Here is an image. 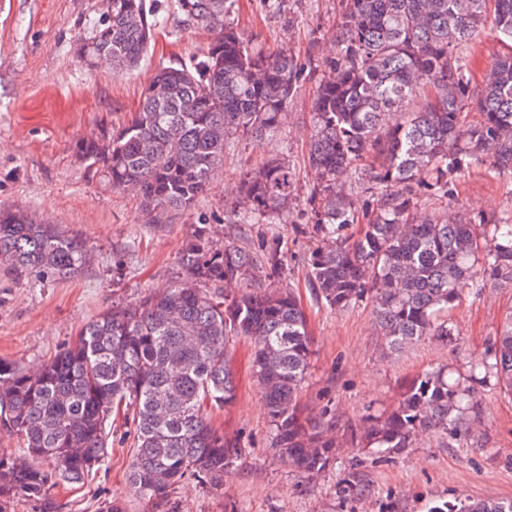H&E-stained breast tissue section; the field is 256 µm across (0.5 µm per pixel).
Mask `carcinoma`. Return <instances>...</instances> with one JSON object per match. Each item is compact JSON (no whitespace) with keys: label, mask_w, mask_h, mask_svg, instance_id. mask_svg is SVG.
I'll list each match as a JSON object with an SVG mask.
<instances>
[{"label":"carcinoma","mask_w":512,"mask_h":512,"mask_svg":"<svg viewBox=\"0 0 512 512\" xmlns=\"http://www.w3.org/2000/svg\"><path fill=\"white\" fill-rule=\"evenodd\" d=\"M110 2L77 55L90 64L106 57L120 73L144 59L161 21L146 0ZM232 2L178 0L189 22L214 33L202 59L156 70L124 127L75 145L113 188L138 191L149 224L194 205L233 139L273 137L288 117L302 67L286 50L249 45L227 20ZM487 28L512 42V0H346L336 56L315 90L309 280L333 310L370 300L390 352L428 336L447 339L441 317L459 304L463 286L512 285V224L423 216L412 188L446 198L472 161L512 177V52L475 90L459 54ZM472 102L481 120L464 126ZM349 173L378 190L376 211L354 240L345 235L359 221ZM296 196L293 165L276 157L243 180L234 210L241 224L273 215L285 223ZM262 248L261 258L234 243L217 249L200 226L180 252L176 285L112 306L35 371L0 358V431L22 445L0 453V510L19 497L44 501L54 479L77 484L103 466L114 415L132 436L130 485L156 507L187 478L219 482L243 448L218 432L207 407L235 400L229 346L238 336L254 344L253 372L279 457L308 477L324 472L339 443L333 424L305 416L299 403L311 355L307 317L291 289L250 290L282 268L279 239ZM86 260L83 243L56 225L0 210V264L15 280L74 276ZM228 285L241 291L226 295ZM492 380L512 397V313L467 376L445 368L415 376L390 410L370 418L359 444L390 457L421 432L462 437L476 421L475 385ZM432 512H512V498Z\"/></svg>","instance_id":"obj_1"}]
</instances>
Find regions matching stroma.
Here are the masks:
<instances>
[{"label":"stroma","instance_id":"obj_1","mask_svg":"<svg viewBox=\"0 0 512 512\" xmlns=\"http://www.w3.org/2000/svg\"><path fill=\"white\" fill-rule=\"evenodd\" d=\"M103 0H0V208H20L56 224L90 250L83 270L68 279L19 282L0 268V357L34 369L67 348L112 305L135 303L174 286L179 252L198 225L214 247H256L277 237L283 269L275 284L301 298L314 338L301 400L311 416L334 421L342 443L329 468L312 480L293 471L272 446V429L253 375V346L238 338L231 351L236 399L211 409L213 425L237 439L243 457L219 484L188 479L172 495L173 512H432L463 501L512 498V398L498 386L478 388L482 425L464 441L434 433L413 447L381 457L358 447L365 420L388 408L401 384L438 367L466 373L492 344L512 310V286L464 288L449 311L451 343L428 338L384 355L368 303L331 310L308 282L307 259L316 235L305 204L309 193L306 138L311 101L333 49L341 0H235L230 20L245 41L268 53L290 48L303 65L288 119L270 140L233 139L224 167L190 209L168 223H147L134 192L101 181L75 153L77 141L125 125L138 109L155 69L201 54L210 31L193 26L178 0H158L162 20L136 68L113 74L109 60L87 65L75 51L102 13ZM506 46L485 31L466 52L467 77L479 87ZM291 160L298 199L287 224H241L232 207L248 171L268 158ZM419 208L475 224L512 218V177L471 163L446 199L421 195ZM109 457L76 486L50 487L47 503L24 498L6 512H158L127 480L129 438L113 423ZM358 473L364 490L344 491Z\"/></svg>","mask_w":512,"mask_h":512}]
</instances>
